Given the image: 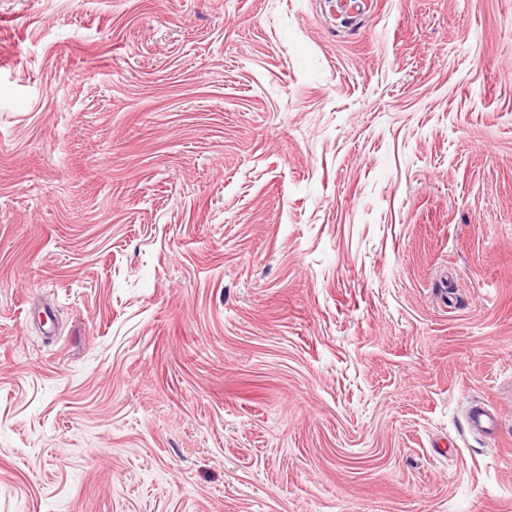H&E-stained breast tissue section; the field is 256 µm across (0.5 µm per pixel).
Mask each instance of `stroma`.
<instances>
[{
    "label": "stroma",
    "mask_w": 512,
    "mask_h": 512,
    "mask_svg": "<svg viewBox=\"0 0 512 512\" xmlns=\"http://www.w3.org/2000/svg\"><path fill=\"white\" fill-rule=\"evenodd\" d=\"M0 512H512V0H0ZM468 425L471 431L488 433L494 429L496 420L488 409L475 405L470 409Z\"/></svg>",
    "instance_id": "35a3bbf8"
}]
</instances>
